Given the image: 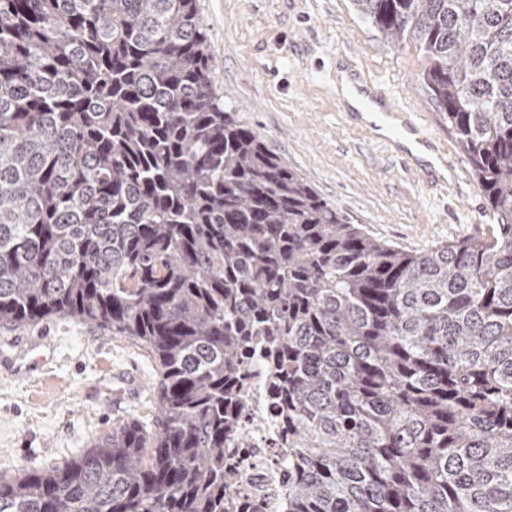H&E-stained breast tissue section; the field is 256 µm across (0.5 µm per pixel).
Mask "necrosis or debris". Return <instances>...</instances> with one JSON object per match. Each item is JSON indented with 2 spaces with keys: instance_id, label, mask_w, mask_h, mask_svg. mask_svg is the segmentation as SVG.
Instances as JSON below:
<instances>
[{
  "instance_id": "1",
  "label": "necrosis or debris",
  "mask_w": 512,
  "mask_h": 512,
  "mask_svg": "<svg viewBox=\"0 0 512 512\" xmlns=\"http://www.w3.org/2000/svg\"><path fill=\"white\" fill-rule=\"evenodd\" d=\"M248 406L225 461L236 472L226 512H285L288 497V417L262 357L243 370Z\"/></svg>"
}]
</instances>
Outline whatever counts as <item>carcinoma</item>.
<instances>
[{"label":"carcinoma","mask_w":512,"mask_h":512,"mask_svg":"<svg viewBox=\"0 0 512 512\" xmlns=\"http://www.w3.org/2000/svg\"><path fill=\"white\" fill-rule=\"evenodd\" d=\"M412 41L497 224L409 253L224 105L196 0H0V326L148 349L159 424L0 478V512H224L247 348L288 512H512V0H352Z\"/></svg>","instance_id":"obj_1"}]
</instances>
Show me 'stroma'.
Masks as SVG:
<instances>
[{
	"label": "stroma",
	"instance_id": "stroma-1",
	"mask_svg": "<svg viewBox=\"0 0 512 512\" xmlns=\"http://www.w3.org/2000/svg\"><path fill=\"white\" fill-rule=\"evenodd\" d=\"M209 36L218 92L289 167L349 223L418 253L490 233L472 169L419 81L426 62L412 42L394 45L352 0H196ZM353 62L427 125L454 164L431 185L358 128L336 93ZM43 362L28 367L29 345ZM0 470L48 468L82 454L124 420L156 421L155 364L103 327L55 316L0 327Z\"/></svg>",
	"mask_w": 512,
	"mask_h": 512
}]
</instances>
